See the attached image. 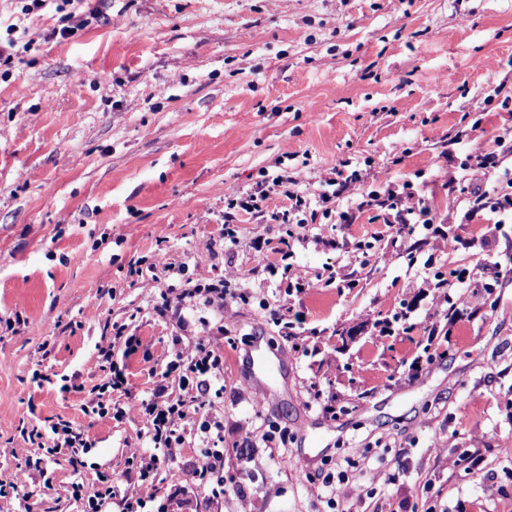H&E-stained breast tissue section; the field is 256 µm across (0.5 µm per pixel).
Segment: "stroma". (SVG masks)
<instances>
[{"mask_svg":"<svg viewBox=\"0 0 512 512\" xmlns=\"http://www.w3.org/2000/svg\"><path fill=\"white\" fill-rule=\"evenodd\" d=\"M23 5L0 0V30L18 27L0 65V481L23 478L0 512H83L67 462L44 478L12 454L23 431L58 420L93 444L86 486L107 472L117 495L139 493L125 478L146 450L139 422L84 411L116 321L142 342L136 396L173 337L223 352L224 393L203 409L224 425L223 512H512V276L474 285L487 260L512 265V223L469 215L468 194L443 187L456 175L493 198L512 189L511 157L478 164L512 141V113L483 104L496 86L512 96V0ZM69 14L87 25L66 28ZM345 160L365 193L427 184L437 231L380 242L366 210L312 225L285 261L279 228L246 218L225 249V196L286 171L313 198ZM427 262L448 288L425 280ZM221 279L244 294L223 315H155L162 296ZM299 280L313 289L285 297ZM284 298L301 315L288 338L268 321ZM401 310L448 337L414 378L408 334L378 326ZM262 345L284 361L273 401L249 363ZM316 389L337 395L335 415ZM200 458L188 443L159 471V488H183L164 512H210L191 476ZM326 473L335 509L319 495Z\"/></svg>","mask_w":512,"mask_h":512,"instance_id":"1","label":"stroma"}]
</instances>
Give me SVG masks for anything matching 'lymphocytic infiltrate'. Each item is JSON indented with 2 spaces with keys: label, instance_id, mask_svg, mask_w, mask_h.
<instances>
[{
  "label": "lymphocytic infiltrate",
  "instance_id": "lymphocytic-infiltrate-1",
  "mask_svg": "<svg viewBox=\"0 0 512 512\" xmlns=\"http://www.w3.org/2000/svg\"><path fill=\"white\" fill-rule=\"evenodd\" d=\"M292 181L291 175L282 173L271 183L260 182L249 190L225 197V240L235 243L232 226L239 223L244 214L265 218L270 224L284 225L280 253L285 258L291 254V243L307 240V226L322 216H332L337 223L350 224L356 212L374 209L385 224L402 225L411 233L419 228L431 229L437 221L424 197L408 181L398 188L364 194L355 212H332L330 205L333 200L357 191L361 186L360 173L342 166L335 167L334 176L328 179V188L321 192L318 202H310L307 197L292 192L288 195L290 204L287 209L267 211L265 202L269 197V185L285 187ZM172 342L177 350L156 381L150 398L137 400L127 386L125 368L115 361L114 354L118 351L126 357L134 354L140 340L138 336L129 334L127 324H113L111 338L97 347L99 367L106 371L107 377L102 383L92 386L86 401V410L92 414L109 415L116 420L140 419L141 431L154 450L132 458L131 470L142 484L147 485V495H126L120 501H113L112 477L108 474L100 475V490L87 493L81 469L83 457L90 452L92 443L84 430L73 427L70 422L53 423L48 429L35 434L48 459L62 456L72 467V496L75 500L86 501L88 512H151L150 505L156 499L153 487L158 470L164 462L175 458L177 448L183 447L188 439L180 432V424L199 413L204 406V395L224 380V357L219 352L201 341L186 351L179 347L180 337H173ZM191 439L202 450V460L194 468L193 476L208 499L219 502L224 495V451L221 447L224 426L218 421L202 420Z\"/></svg>",
  "mask_w": 512,
  "mask_h": 512
}]
</instances>
